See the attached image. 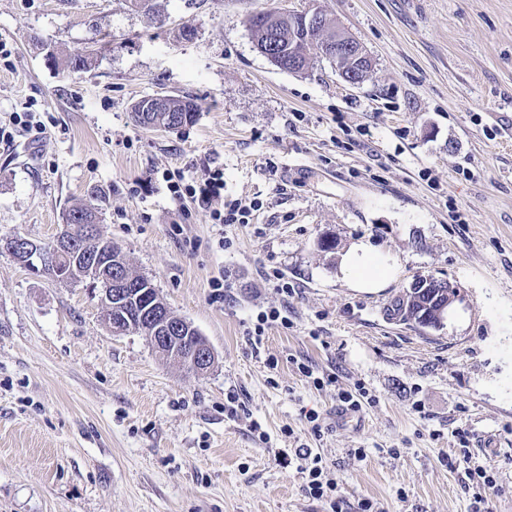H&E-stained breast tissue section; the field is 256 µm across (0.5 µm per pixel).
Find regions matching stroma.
<instances>
[{"label": "stroma", "instance_id": "obj_1", "mask_svg": "<svg viewBox=\"0 0 512 512\" xmlns=\"http://www.w3.org/2000/svg\"><path fill=\"white\" fill-rule=\"evenodd\" d=\"M153 2L0 0V124L28 110L46 127L0 143V238L49 243L100 189L101 235L215 363L198 375L163 362L143 336L113 334L88 289L0 250V512H331L288 460L300 445L348 504L479 512L448 466L460 430L497 438L486 506L512 512V0ZM310 8L365 47L360 84L257 52L250 13ZM87 50L90 69L69 72ZM157 94L195 99V122L137 126L133 106ZM215 168L225 199L254 204L252 223L213 224L162 180ZM361 238L399 262L375 293L336 277L338 251ZM431 276L456 288L455 317L434 330L386 316ZM271 308L289 323L254 343ZM301 363L335 384L314 387ZM358 383L373 404L337 421L338 390ZM278 320H280L281 325H288V317L281 316L280 310L273 308L268 311H261L257 314L256 321L253 324L254 328L249 330L248 335L254 337L255 342H261L265 329Z\"/></svg>", "mask_w": 512, "mask_h": 512}]
</instances>
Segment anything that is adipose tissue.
Instances as JSON below:
<instances>
[{
    "label": "adipose tissue",
    "mask_w": 512,
    "mask_h": 512,
    "mask_svg": "<svg viewBox=\"0 0 512 512\" xmlns=\"http://www.w3.org/2000/svg\"><path fill=\"white\" fill-rule=\"evenodd\" d=\"M396 260L381 253L370 241L352 242L338 261L337 276L349 288L361 292H377L396 276Z\"/></svg>",
    "instance_id": "1"
}]
</instances>
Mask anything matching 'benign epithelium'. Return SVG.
<instances>
[{
	"label": "benign epithelium",
	"mask_w": 512,
	"mask_h": 512,
	"mask_svg": "<svg viewBox=\"0 0 512 512\" xmlns=\"http://www.w3.org/2000/svg\"><path fill=\"white\" fill-rule=\"evenodd\" d=\"M302 28L310 32L325 23V18L317 9L301 11ZM332 38L323 44L327 56L336 58V70L350 84H358L365 76V61L368 58L362 44L348 34L341 26L331 30ZM84 242L79 247L72 246L66 239L57 241L51 247L18 237L12 246L24 259L27 268L35 273L46 275L56 281L67 282L74 279L87 283L97 291L101 305L131 306L137 316V327L150 337L156 350L164 354L179 352L184 333L189 331L187 322L173 320L167 311L155 308L148 300V289L130 287L131 281L123 273L122 257L117 250L107 251L100 245L97 225L85 224L82 230ZM431 324L440 326L448 319L457 295L448 292L447 298L434 294ZM184 358L198 374L207 372L214 363L215 355L205 341H197Z\"/></svg>",
	"instance_id": "7a95c632"
}]
</instances>
